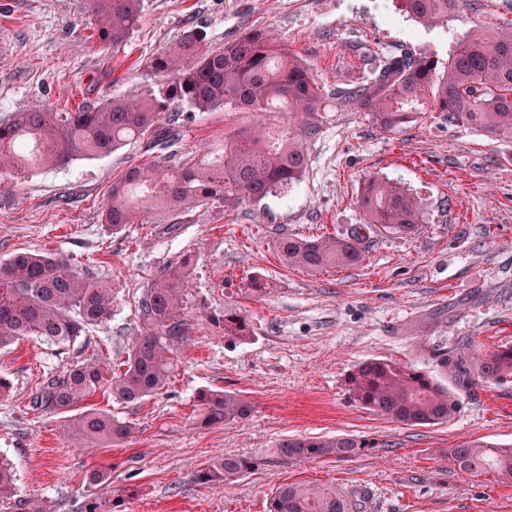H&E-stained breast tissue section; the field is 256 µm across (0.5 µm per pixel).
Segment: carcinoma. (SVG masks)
Listing matches in <instances>:
<instances>
[{
    "mask_svg": "<svg viewBox=\"0 0 512 512\" xmlns=\"http://www.w3.org/2000/svg\"><path fill=\"white\" fill-rule=\"evenodd\" d=\"M458 0H404L405 10L429 26L448 20ZM99 42L117 48L126 43L141 20V0H86ZM155 81L144 93L112 99L79 112L19 109L0 120V187H14L32 167L62 166L78 159L106 156L132 141L165 143L180 119L182 103L199 112L220 107L254 112L262 117L284 114L287 125H253L224 136L199 161L167 165L155 160L130 166L112 184L103 222L118 231L152 212L172 218L217 203L224 213L243 205L257 206L289 190L306 173L307 143L319 131L325 96L309 67L283 48L269 32L252 29L222 48L208 45L206 36L188 29L167 52L148 63ZM340 107L370 115L386 132L396 131L424 112H438L450 124H466L494 140L512 142V29L477 31L462 41L447 63L407 52L379 61L366 82L340 93ZM364 221L389 233H408L423 223L416 202L400 186L370 177L359 198ZM361 229L348 236L302 239L284 235L274 248L282 261L310 272L343 268L363 262ZM189 261L167 270L144 289L139 302L143 330L116 372L91 357L44 381L32 407L42 413L65 412L103 391L127 405H137L166 386L172 364L171 343L185 335ZM112 289L90 280L50 253L33 251L0 262V346L25 336L65 344L108 319ZM224 336H250L245 316L224 312L212 318ZM454 388L412 368L384 359L354 367L347 383L352 398L364 408L408 426L445 423L458 412L459 392L475 382H512V346L480 355L472 350L440 357ZM201 424L228 425L246 418L250 403L233 393L204 391L199 396ZM74 443H120L135 433V425L107 413L88 411L70 420ZM374 444L355 436L292 438L278 443L287 461L355 457ZM454 469L464 475L493 473L512 483V448L472 440L448 449ZM258 468L246 456L226 455L206 462L196 474L204 486H228ZM90 484L100 495L85 512H112L124 497L115 495L107 474L93 470ZM13 501L15 512H46L39 499L15 498L12 467L0 464V501ZM267 512H353L336 486L297 482L279 486Z\"/></svg>",
    "mask_w": 512,
    "mask_h": 512,
    "instance_id": "carcinoma-1",
    "label": "carcinoma"
}]
</instances>
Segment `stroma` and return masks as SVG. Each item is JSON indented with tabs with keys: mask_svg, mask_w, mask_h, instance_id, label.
<instances>
[{
	"mask_svg": "<svg viewBox=\"0 0 512 512\" xmlns=\"http://www.w3.org/2000/svg\"><path fill=\"white\" fill-rule=\"evenodd\" d=\"M512 24V0H465L447 22L425 26L402 0H142L129 40L112 48L92 37L78 0H0V117L19 108L72 112L147 90V62L187 28L220 47L251 29L272 31L304 60L329 105L308 148V168L290 199H265L233 214L220 206L182 213L179 224L112 231L102 210L128 166L154 160L142 142L110 155L26 171L13 195L0 196V260L19 252L63 257L107 283L112 315L64 345L28 337L0 348V462L12 465L18 497L43 499L48 512H84L94 492L90 471L130 489L123 512H266L283 484L336 485L348 498L369 492L355 512H512V483L455 472L447 449L480 440L512 446V383H477L445 424L410 427L361 408L345 380L370 359L396 361L437 379L442 352L471 342L483 351L512 345V142L445 122L436 112L395 132L366 113L336 108L339 91L367 77L376 56L411 50L448 61L476 31ZM178 133L164 152L181 163L215 146L258 115L181 106ZM402 186L424 222L412 232L364 231L360 265L308 272L286 266L274 239L341 236L362 223L356 197L366 176ZM189 261L177 363L166 387L138 405L101 393L65 414L31 407L45 376L95 354L108 368L125 359L143 324L139 300L161 272ZM260 276L266 289L251 294ZM247 316L246 341L219 336L213 314ZM227 392L248 400L247 419L203 427L198 395ZM105 411L137 431L104 448L73 447L68 418ZM354 435L371 441L348 459L284 461L274 449L296 437ZM245 455L256 470L229 487L195 480L209 460Z\"/></svg>",
	"mask_w": 512,
	"mask_h": 512,
	"instance_id": "35a3bbf8",
	"label": "stroma"
}]
</instances>
